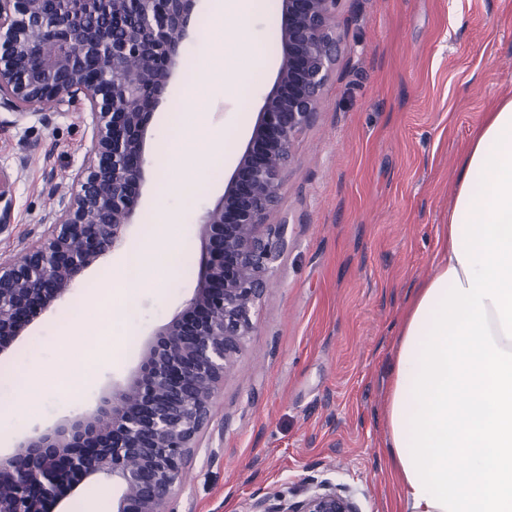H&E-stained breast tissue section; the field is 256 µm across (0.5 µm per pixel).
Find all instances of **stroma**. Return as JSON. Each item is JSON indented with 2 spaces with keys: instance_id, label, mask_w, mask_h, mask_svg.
<instances>
[{
  "instance_id": "35a3bbf8",
  "label": "stroma",
  "mask_w": 512,
  "mask_h": 512,
  "mask_svg": "<svg viewBox=\"0 0 512 512\" xmlns=\"http://www.w3.org/2000/svg\"><path fill=\"white\" fill-rule=\"evenodd\" d=\"M216 0H197L182 57L190 64L148 125L147 154L172 135V103L187 107ZM282 0L251 19L263 71L250 88H216L199 111L224 134L191 196L166 191L148 168L127 245L160 232L156 207L181 217L179 266L165 288L127 304L114 283V313L87 345L88 381L65 384L64 340L90 290L35 318L0 354V399L38 367L48 394L23 428L41 431L93 409L105 387L135 366L147 335L190 299L198 271V220L223 193L282 57ZM336 60L314 123L295 139L282 187L287 249L257 305L255 329L224 377L202 449L177 512H239L281 484L329 478L349 485L362 512H394L384 458V389L398 322L433 269L463 150L485 112L512 96V0H339ZM91 147L81 112L43 124L0 110V167L15 174L13 222L0 262L41 234L50 186H70Z\"/></svg>"
}]
</instances>
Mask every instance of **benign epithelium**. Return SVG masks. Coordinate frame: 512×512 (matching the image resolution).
Returning a JSON list of instances; mask_svg holds the SVG:
<instances>
[{
	"mask_svg": "<svg viewBox=\"0 0 512 512\" xmlns=\"http://www.w3.org/2000/svg\"><path fill=\"white\" fill-rule=\"evenodd\" d=\"M196 0H0V110L47 122L88 113L92 147L68 187L55 186L51 225L0 263V352L35 317L121 249L146 176L147 128L179 69ZM338 0H282L283 57L223 195L199 222L196 285L143 346L135 368L93 410L18 437L0 454V512H69L82 484L118 488L111 512H175L224 376L254 330L272 263L287 247L274 224L296 136L316 119L336 60ZM160 60L148 76L129 65ZM0 168V230L12 223ZM241 512H361L349 487L310 479L245 500Z\"/></svg>",
	"mask_w": 512,
	"mask_h": 512,
	"instance_id": "1",
	"label": "benign epithelium"
}]
</instances>
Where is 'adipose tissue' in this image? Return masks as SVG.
Instances as JSON below:
<instances>
[{
    "instance_id": "ef3b65f1",
    "label": "adipose tissue",
    "mask_w": 512,
    "mask_h": 512,
    "mask_svg": "<svg viewBox=\"0 0 512 512\" xmlns=\"http://www.w3.org/2000/svg\"><path fill=\"white\" fill-rule=\"evenodd\" d=\"M267 0H222L211 53L192 94L259 67L250 16ZM224 148L204 113L192 112L165 147L163 184L191 194ZM432 274L416 288L398 330L385 388L386 453L401 512H512V97L486 113L453 185ZM139 275L129 278V264ZM175 249L148 240L116 276L127 300L162 288Z\"/></svg>"
}]
</instances>
